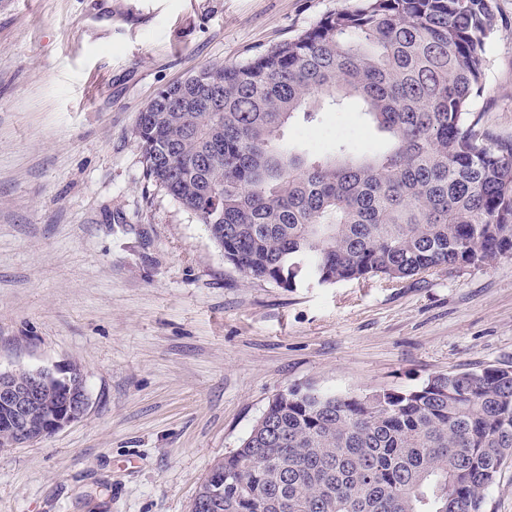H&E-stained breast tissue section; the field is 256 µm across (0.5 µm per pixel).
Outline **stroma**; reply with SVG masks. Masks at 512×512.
I'll use <instances>...</instances> for the list:
<instances>
[{
	"mask_svg": "<svg viewBox=\"0 0 512 512\" xmlns=\"http://www.w3.org/2000/svg\"><path fill=\"white\" fill-rule=\"evenodd\" d=\"M354 0H0V370L79 366L86 414L0 451V512H189L280 391L412 388L512 361V257L398 283L242 277L148 186L136 119ZM486 47L487 128L512 138V0ZM381 141L356 102L332 149Z\"/></svg>",
	"mask_w": 512,
	"mask_h": 512,
	"instance_id": "1",
	"label": "stroma"
}]
</instances>
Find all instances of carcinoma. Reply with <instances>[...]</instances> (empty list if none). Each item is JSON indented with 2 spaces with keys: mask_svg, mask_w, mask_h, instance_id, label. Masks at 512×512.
Listing matches in <instances>:
<instances>
[{
  "mask_svg": "<svg viewBox=\"0 0 512 512\" xmlns=\"http://www.w3.org/2000/svg\"><path fill=\"white\" fill-rule=\"evenodd\" d=\"M495 0H356L244 63L155 95L133 134L149 185L204 224L224 261L282 288L512 256V139L485 92ZM355 97L386 144L308 153L284 139ZM512 456V364L408 389L277 393L197 496L212 512H488Z\"/></svg>",
  "mask_w": 512,
  "mask_h": 512,
  "instance_id": "carcinoma-1",
  "label": "carcinoma"
}]
</instances>
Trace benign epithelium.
<instances>
[{
  "label": "benign epithelium",
  "instance_id": "benign-epithelium-1",
  "mask_svg": "<svg viewBox=\"0 0 512 512\" xmlns=\"http://www.w3.org/2000/svg\"><path fill=\"white\" fill-rule=\"evenodd\" d=\"M72 369L39 366L24 375L0 370V407L6 410L29 409L41 405L49 386H54L59 402L34 425L26 420L0 431V450L34 441L55 433L83 417L89 399L73 388Z\"/></svg>",
  "mask_w": 512,
  "mask_h": 512
}]
</instances>
